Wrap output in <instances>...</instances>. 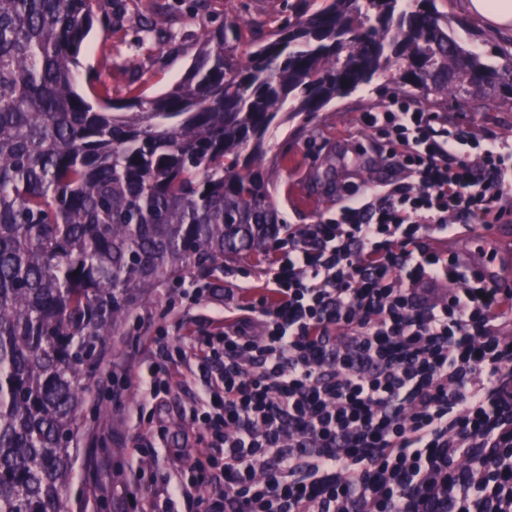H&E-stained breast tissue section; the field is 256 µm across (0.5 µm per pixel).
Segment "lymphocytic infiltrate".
I'll return each instance as SVG.
<instances>
[{
	"instance_id": "obj_1",
	"label": "lymphocytic infiltrate",
	"mask_w": 512,
	"mask_h": 512,
	"mask_svg": "<svg viewBox=\"0 0 512 512\" xmlns=\"http://www.w3.org/2000/svg\"><path fill=\"white\" fill-rule=\"evenodd\" d=\"M361 123L405 182L289 227L196 356L204 512H512V292L437 243L512 215V142L403 97Z\"/></svg>"
}]
</instances>
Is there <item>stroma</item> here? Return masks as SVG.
I'll return each instance as SVG.
<instances>
[{"label":"stroma","mask_w":512,"mask_h":512,"mask_svg":"<svg viewBox=\"0 0 512 512\" xmlns=\"http://www.w3.org/2000/svg\"><path fill=\"white\" fill-rule=\"evenodd\" d=\"M289 0H210L209 11L193 16L189 0H119L123 28L104 33L93 27L83 47L84 68L100 70L102 81L121 101L128 86L146 94L165 91L182 78L197 52L205 24L238 21L240 49L254 45L289 15ZM440 10L464 20L461 37L485 53L488 62L502 64V51L512 50V32H495L469 17L462 0H440ZM156 24L157 37L135 49V29L142 19ZM112 46V67H101V47ZM397 89L378 79L350 96L336 99L304 126L276 119L266 137L267 175L281 217L289 224H313L335 216L345 196L355 187L398 185L405 175L388 159L382 138L363 129L365 112L384 111ZM442 112L454 121L512 140V100L468 97L449 99ZM267 259L245 256L225 262L223 268L194 270L193 280L209 286L208 297L194 301L183 293V283L161 282L139 305L126 324L112 336L109 355L96 375L83 421L92 446H81L74 488L80 493L79 512H158L157 494L175 486L173 512H190L201 492L188 484L184 463L199 446L193 438L192 418L199 409L203 384L195 372L191 352L199 336L213 331L214 320L224 309V291L262 284ZM166 336L188 352V359L160 356L155 337ZM164 365L167 392L162 404L147 398L151 363ZM118 375L120 398L103 390L111 375ZM106 459L112 464L114 496L93 493L90 467Z\"/></svg>","instance_id":"stroma-1"}]
</instances>
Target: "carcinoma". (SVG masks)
Returning <instances> with one entry per match:
<instances>
[{"mask_svg":"<svg viewBox=\"0 0 512 512\" xmlns=\"http://www.w3.org/2000/svg\"><path fill=\"white\" fill-rule=\"evenodd\" d=\"M97 15L123 27L114 0H0V512H66L90 381L152 288L277 234L279 113L305 121L376 76L512 93L437 0H322L246 53L204 29L170 90L115 104L98 76L79 86Z\"/></svg>","mask_w":512,"mask_h":512,"instance_id":"cac0c4a2","label":"carcinoma"}]
</instances>
